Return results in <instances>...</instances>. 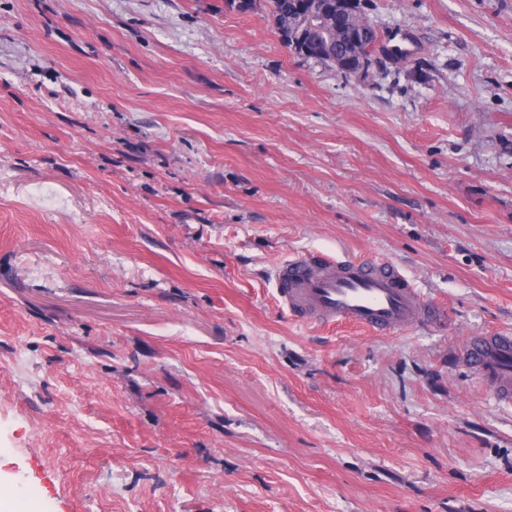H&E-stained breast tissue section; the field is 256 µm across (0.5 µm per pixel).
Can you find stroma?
<instances>
[{
  "label": "stroma",
  "mask_w": 512,
  "mask_h": 512,
  "mask_svg": "<svg viewBox=\"0 0 512 512\" xmlns=\"http://www.w3.org/2000/svg\"><path fill=\"white\" fill-rule=\"evenodd\" d=\"M0 0V485L36 512H512V0ZM398 265L436 321L303 324L274 269ZM289 1L295 0L270 1L272 12L274 16H276L280 26H288V29L295 24L297 17L296 13L290 11L288 6ZM303 1H307L309 3L311 1L313 2L312 6L299 19L300 29L293 30L292 32L288 33V29L286 30L277 27L282 40L288 44V46L297 54L300 51L302 52L300 55L305 56V54L312 53L314 49L308 35L315 31H320L316 34V38L320 43L321 52L310 58L334 65V55L336 54V49L346 54L357 52V59L348 71L344 67H341V64L338 60H336V70L342 74L347 72L350 74L362 72L368 69L371 63V55L362 56L360 61L358 58V53L361 49V43L357 45H348L344 41L343 33L336 29V22L334 23V31H321L326 27L327 22L331 20V17L328 16L326 11L327 4L322 0ZM492 393L512 403V336L503 333L469 336L459 352Z\"/></svg>",
  "instance_id": "35a3bbf8"
}]
</instances>
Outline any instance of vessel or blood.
Instances as JSON below:
<instances>
[{
    "instance_id": "b4317fda",
    "label": "vessel or blood",
    "mask_w": 512,
    "mask_h": 512,
    "mask_svg": "<svg viewBox=\"0 0 512 512\" xmlns=\"http://www.w3.org/2000/svg\"><path fill=\"white\" fill-rule=\"evenodd\" d=\"M274 278L281 303L302 323L347 322L387 333L437 315L403 272L382 259L322 262L299 255L279 265ZM459 356L500 401L512 403L511 335L470 336Z\"/></svg>"
}]
</instances>
